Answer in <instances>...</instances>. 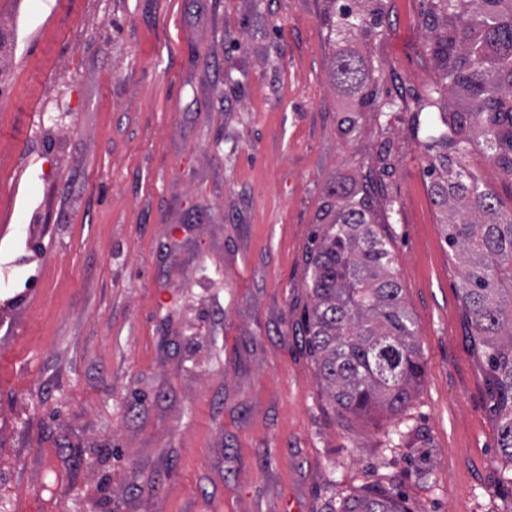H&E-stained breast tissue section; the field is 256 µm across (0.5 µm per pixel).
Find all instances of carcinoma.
<instances>
[{"label":"carcinoma","mask_w":512,"mask_h":512,"mask_svg":"<svg viewBox=\"0 0 512 512\" xmlns=\"http://www.w3.org/2000/svg\"><path fill=\"white\" fill-rule=\"evenodd\" d=\"M331 27L366 37L382 24L384 0H330ZM423 26L437 77L419 110L439 112L425 168L442 213L444 241L460 260L459 288L471 339L484 358L496 435L512 464V210L468 166L483 155L512 177V0H424ZM330 77L349 111L377 108L380 76L357 55L335 51ZM307 258L311 307L302 338L321 386L341 415L405 411L425 368L388 242L373 203L331 184ZM331 512H406L396 495L343 500Z\"/></svg>","instance_id":"carcinoma-1"}]
</instances>
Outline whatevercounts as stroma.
Here are the masks:
<instances>
[{
    "label": "stroma",
    "instance_id": "obj_1",
    "mask_svg": "<svg viewBox=\"0 0 512 512\" xmlns=\"http://www.w3.org/2000/svg\"><path fill=\"white\" fill-rule=\"evenodd\" d=\"M0 0V493L35 512H512L461 268L427 189L423 0ZM347 49L393 110L342 120ZM64 110L62 125L40 123ZM366 189L425 374L339 415L298 338L335 179ZM332 4L330 15L331 30L334 27L346 29L349 32L366 37L372 33H378L382 24L384 13V0H360L362 4L354 9L352 0H329ZM330 512H408L397 495H364L340 501Z\"/></svg>",
    "mask_w": 512,
    "mask_h": 512
}]
</instances>
